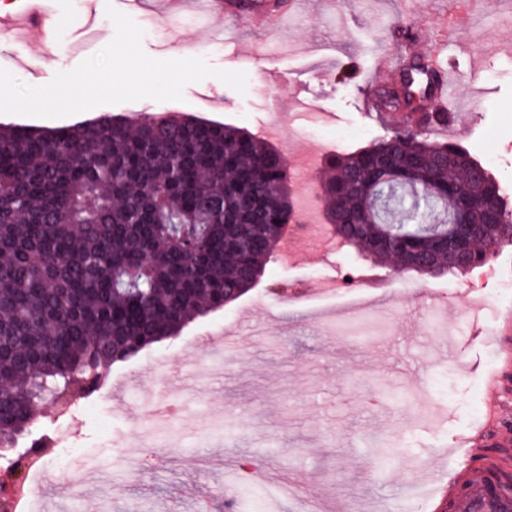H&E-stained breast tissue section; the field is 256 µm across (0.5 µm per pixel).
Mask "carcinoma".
<instances>
[{"mask_svg": "<svg viewBox=\"0 0 512 512\" xmlns=\"http://www.w3.org/2000/svg\"><path fill=\"white\" fill-rule=\"evenodd\" d=\"M319 186L336 237L403 270L465 271L512 242L496 179L422 130L328 155ZM448 194L465 253L444 239ZM295 212L282 153L234 125L0 126V460L46 447L35 405L90 396L112 365L254 288Z\"/></svg>", "mask_w": 512, "mask_h": 512, "instance_id": "carcinoma-1", "label": "carcinoma"}]
</instances>
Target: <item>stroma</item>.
<instances>
[{
  "label": "stroma",
  "mask_w": 512,
  "mask_h": 512,
  "mask_svg": "<svg viewBox=\"0 0 512 512\" xmlns=\"http://www.w3.org/2000/svg\"><path fill=\"white\" fill-rule=\"evenodd\" d=\"M84 0H47V40L0 39V68L40 87L68 73L114 37L108 9L88 19ZM452 0H307L280 28H245L231 19L191 11L152 18L131 12L141 46L157 60L200 58L242 72L244 92L208 77L187 84L182 100L145 98L45 119L0 114V125L60 129L104 114L133 124L175 112L257 133L282 104L283 155L326 157L385 138L392 124L369 112L383 79L364 93L366 79L387 56L408 62L434 52L454 68L451 93L477 103L478 119L455 143L477 160L494 156L493 171L512 197V0H474L469 24L451 30ZM512 264V244L460 274L421 276L394 271L349 247L330 252L309 241L294 261L275 255L258 284L224 309L198 317L180 333L114 365L105 385L64 416L38 408V433L70 428L81 447L75 464L110 474L108 488L85 484L92 507L113 496V512H189L207 492L213 510L239 499L241 512H301L322 497L331 512L368 497L392 498L398 482L435 483L455 465L446 449L458 434L477 432L492 416L488 371L504 363L499 315L512 307L500 292L499 271ZM380 274L386 297L323 283L344 274ZM313 290L309 300L285 295ZM450 307L431 316L428 292ZM364 303L360 322L344 308ZM268 338L253 336L257 322ZM233 332L221 365L184 370L186 352L203 353L217 330ZM144 454L130 460L124 449Z\"/></svg>",
  "instance_id": "stroma-1"
}]
</instances>
